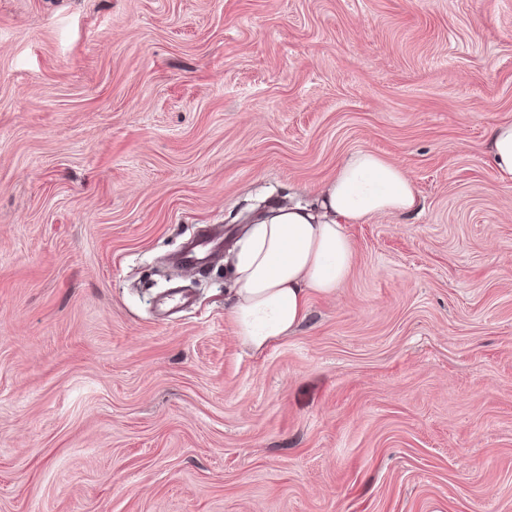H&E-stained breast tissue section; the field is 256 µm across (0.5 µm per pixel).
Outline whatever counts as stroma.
Wrapping results in <instances>:
<instances>
[{"label": "stroma", "mask_w": 512, "mask_h": 512, "mask_svg": "<svg viewBox=\"0 0 512 512\" xmlns=\"http://www.w3.org/2000/svg\"><path fill=\"white\" fill-rule=\"evenodd\" d=\"M509 119L512 0H0V512H512ZM363 149L419 212L245 351V216ZM488 151L502 180L512 188V121L500 122L490 129ZM224 251V228L217 234L205 235L187 242L175 256L184 268L205 269Z\"/></svg>", "instance_id": "35a3bbf8"}]
</instances>
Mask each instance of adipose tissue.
I'll list each match as a JSON object with an SVG mask.
<instances>
[{
	"label": "adipose tissue",
	"instance_id": "ef3b65f1",
	"mask_svg": "<svg viewBox=\"0 0 512 512\" xmlns=\"http://www.w3.org/2000/svg\"><path fill=\"white\" fill-rule=\"evenodd\" d=\"M492 163L512 188V121L488 134ZM419 205L407 171L371 150L348 156L310 205H272L250 225L232 263L230 315L239 344L251 353L292 335L312 296L329 298L349 276L355 245L347 225L376 214L407 215Z\"/></svg>",
	"mask_w": 512,
	"mask_h": 512
}]
</instances>
